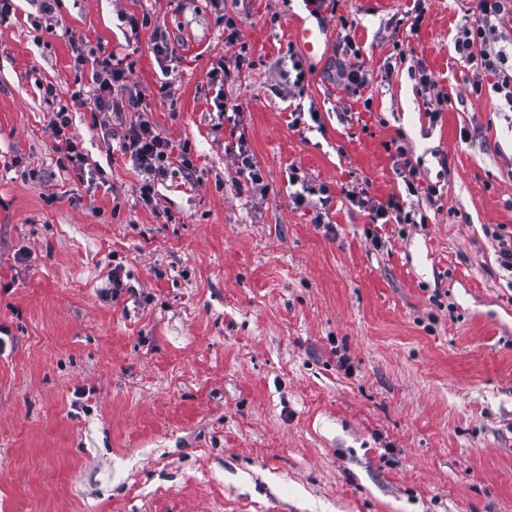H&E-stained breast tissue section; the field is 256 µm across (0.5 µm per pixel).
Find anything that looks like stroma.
Listing matches in <instances>:
<instances>
[{
	"label": "stroma",
	"mask_w": 512,
	"mask_h": 512,
	"mask_svg": "<svg viewBox=\"0 0 512 512\" xmlns=\"http://www.w3.org/2000/svg\"><path fill=\"white\" fill-rule=\"evenodd\" d=\"M413 6L338 0L371 80L336 83L330 22L292 97L280 68L313 21L304 0H57L50 19L16 0L0 21V512H512V109L465 95L453 38L476 0H427L415 34ZM74 36L122 59L157 133L188 146L192 171L173 164L152 204L70 101ZM420 63L448 94L433 123ZM46 83L83 170L58 161ZM219 92L239 123H219ZM241 140L263 195L231 161ZM406 158L434 199L408 194ZM352 187L427 221L370 224Z\"/></svg>",
	"instance_id": "35a3bbf8"
}]
</instances>
